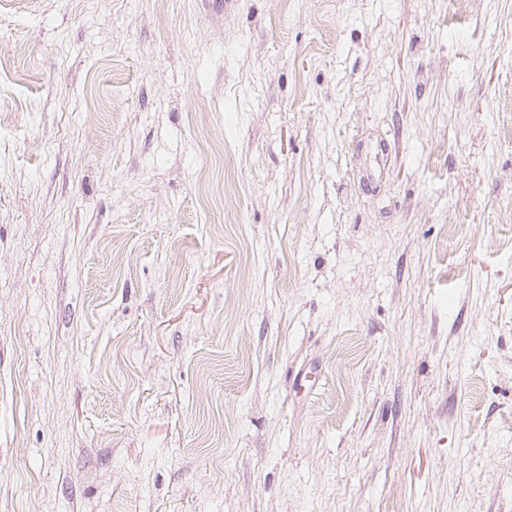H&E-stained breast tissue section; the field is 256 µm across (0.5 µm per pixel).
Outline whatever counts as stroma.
Returning a JSON list of instances; mask_svg holds the SVG:
<instances>
[{
  "label": "stroma",
  "instance_id": "obj_1",
  "mask_svg": "<svg viewBox=\"0 0 512 512\" xmlns=\"http://www.w3.org/2000/svg\"><path fill=\"white\" fill-rule=\"evenodd\" d=\"M0 512H512V0H0Z\"/></svg>",
  "mask_w": 512,
  "mask_h": 512
}]
</instances>
